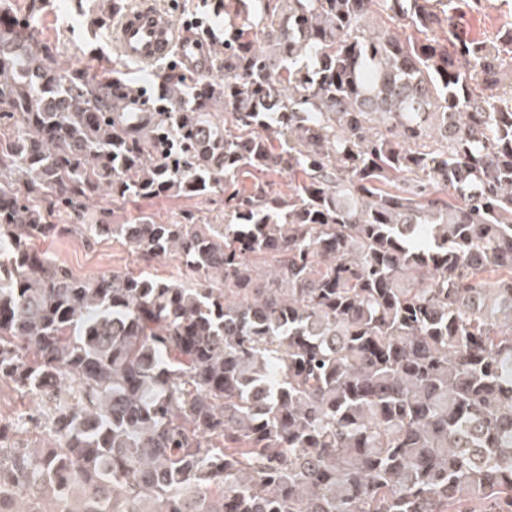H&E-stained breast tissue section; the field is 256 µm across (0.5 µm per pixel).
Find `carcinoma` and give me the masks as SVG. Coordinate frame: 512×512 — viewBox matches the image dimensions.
<instances>
[{
  "label": "carcinoma",
  "mask_w": 512,
  "mask_h": 512,
  "mask_svg": "<svg viewBox=\"0 0 512 512\" xmlns=\"http://www.w3.org/2000/svg\"><path fill=\"white\" fill-rule=\"evenodd\" d=\"M257 2L167 112L0 0V384L41 403L0 415V512H512V25ZM218 191L222 224L85 213ZM64 234L185 276L78 277L34 249Z\"/></svg>",
  "instance_id": "carcinoma-1"
}]
</instances>
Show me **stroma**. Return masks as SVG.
<instances>
[{"instance_id": "35a3bbf8", "label": "stroma", "mask_w": 512, "mask_h": 512, "mask_svg": "<svg viewBox=\"0 0 512 512\" xmlns=\"http://www.w3.org/2000/svg\"><path fill=\"white\" fill-rule=\"evenodd\" d=\"M225 3L226 0H125L128 10L150 6L167 12L178 22L195 15L202 17L204 24L211 27L210 32L201 33L200 39L213 51L208 72L212 79L224 76L221 50L224 46ZM11 6L15 13L31 16L34 39L56 47L61 64L87 67L96 80L123 82L136 90L139 96L158 101L162 98V78L179 72L177 60L172 56L148 69L132 64L109 69L100 67L95 60L96 54L110 57L116 54L112 26L119 17L108 14L107 0H87L86 14L82 17L67 10L64 0H49L48 6L34 14L29 11L28 0H11ZM97 17L102 20L98 26L93 23ZM507 23H512V0H477L473 9L458 19L457 28L465 38L486 40ZM142 214L166 222L179 221L190 214L196 223L220 224L224 221V197L216 194L208 199L185 196L154 200L133 198L124 208L115 210L111 220L123 224ZM35 246L82 277L136 271L143 267L136 251L118 239L104 238L89 247L79 239L64 235L36 240Z\"/></svg>"}]
</instances>
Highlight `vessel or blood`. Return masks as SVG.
Masks as SVG:
<instances>
[{"label":"vessel or blood","mask_w":512,"mask_h":512,"mask_svg":"<svg viewBox=\"0 0 512 512\" xmlns=\"http://www.w3.org/2000/svg\"><path fill=\"white\" fill-rule=\"evenodd\" d=\"M112 39L120 59L128 63L153 64L173 55L191 74L201 76L209 69L202 43L179 33L171 16L149 6L126 14Z\"/></svg>","instance_id":"obj_1"}]
</instances>
